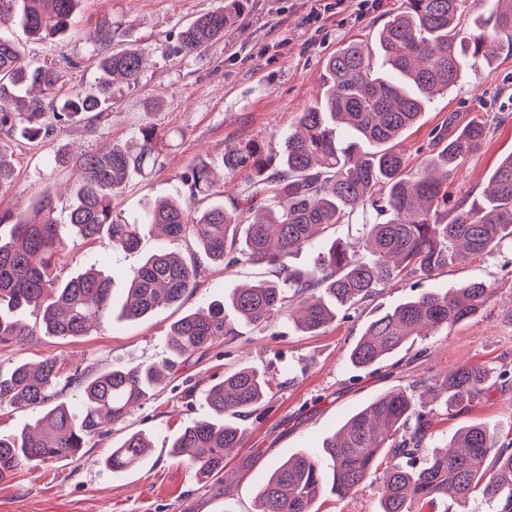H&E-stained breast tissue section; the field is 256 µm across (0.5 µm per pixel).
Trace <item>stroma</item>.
Here are the masks:
<instances>
[{"label":"stroma","instance_id":"obj_1","mask_svg":"<svg viewBox=\"0 0 512 512\" xmlns=\"http://www.w3.org/2000/svg\"><path fill=\"white\" fill-rule=\"evenodd\" d=\"M402 3L385 0L382 9L362 15L356 0H346L342 8L313 22L312 0H248L244 16L226 30L223 40L197 56L178 52L179 33L199 15L222 7L224 0H81L65 36L53 42L21 41L28 59L61 72V93L84 89L97 77V24L105 17L112 21L113 47L142 49L148 65L138 85L113 94L111 108L100 118L58 128L38 144L18 137L6 140L16 179L9 190L0 191V214L25 209L49 188L57 195L59 218H66L82 174L74 167H57L55 155L125 143L148 122L172 145L152 171L129 176L113 199L125 221H140L148 202L186 195L182 176L199 160L218 169L225 148L248 141L276 146L299 113L320 101L327 57L348 41L373 40ZM474 119L487 122L489 130L480 148L448 180L454 202L481 188L491 170L512 153L511 51L501 52L491 74L466 72L456 87L431 102L397 148L410 165H418L436 150L438 133H453ZM168 247L184 254L190 249L187 243L171 244L151 231L138 252L117 256L108 239L81 240L57 256V272L67 279L92 262L113 269L112 302L118 306L124 298L125 271ZM271 276L270 267L263 265L208 266L197 288L180 303L159 307L137 321L113 318L105 328L76 339L39 336L20 350L0 347V369L9 370L20 357L35 363L55 355L64 358L65 373L79 368L96 375L161 360L174 322L243 284ZM473 281L493 284L496 292L472 320L416 341L401 360L365 370L348 362V349L375 316L410 295ZM463 363L486 367L492 377L464 413L453 415L437 407L430 445L448 443L457 430L475 421L497 427L502 441H512L510 249L473 257L429 277L390 284L358 309L340 311L336 321L315 336L280 320L261 333L241 327L234 339L183 361L165 389L123 423L93 438L86 457L29 465L0 483V512H255L256 493L276 464L298 453H318L347 417L380 393L438 377ZM242 364L269 373L277 385L263 413L245 422L249 438L243 453L252 456L253 464L237 472L228 489L220 478L197 481L170 455L169 446L187 425L209 416L205 390ZM129 431L151 436L149 458L121 474L104 469L100 459ZM316 507L318 512H378L377 486L366 483L343 499L324 493Z\"/></svg>","mask_w":512,"mask_h":512}]
</instances>
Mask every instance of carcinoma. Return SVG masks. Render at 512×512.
Segmentation results:
<instances>
[{
  "instance_id": "obj_1",
  "label": "carcinoma",
  "mask_w": 512,
  "mask_h": 512,
  "mask_svg": "<svg viewBox=\"0 0 512 512\" xmlns=\"http://www.w3.org/2000/svg\"><path fill=\"white\" fill-rule=\"evenodd\" d=\"M80 0H0V134L47 138L56 127L98 116L120 86L138 83L146 57L133 46L115 48L98 60L97 80L88 88L59 95L58 70L27 59L14 27L39 39L62 36ZM483 12L461 22L465 0H404V7L376 33L374 42L350 41L325 63L319 104L299 114L276 152L247 143L224 154V171H251L255 193L244 206L214 203L202 210L197 199L215 194L211 165L201 162L185 175L188 194L149 205L144 220L128 224L115 213L113 197L134 171L154 168L160 138L145 125L134 142L105 145L57 160L82 172L69 206L68 225L80 239L107 237L114 253L138 248L143 228L156 226L173 241L194 244L185 257L161 250L126 274L120 315L137 320L163 304H175L196 288L208 263L266 264L279 279L236 289L182 317L167 334L168 356L88 376L61 378L64 360L49 356L37 366L22 359L0 371V405L40 413L18 435H0V482L21 467L50 459L76 458L104 422L117 425L131 409L154 396L178 361L238 335L240 324L263 331L275 318H290L299 331L317 334L340 310L354 309L383 288L417 275H431L474 256L512 245V154L489 176L480 195L448 205V173L478 150L487 124L472 121L414 170L396 149L434 95L455 86L466 69L489 72L499 52L512 47V0H481ZM246 7L202 14L179 35L178 51L202 55L224 39ZM14 164L0 148V190L14 181ZM55 194L46 189L28 209L0 215L11 225L0 236V346L22 348L36 336L76 338L112 322V277L91 264L61 280L52 259L66 242L58 234ZM376 213L357 238L335 241L316 252L310 267L290 266L293 254L309 247L316 229L343 224L358 212ZM495 289L484 282L408 297L373 318L347 352L358 369L373 367L409 348L416 338L436 336L475 318ZM24 308L39 314L32 324L18 317ZM488 371L462 364L441 379L388 390L350 416L325 443L320 456L296 454L279 464L260 487L256 512H313L326 491L339 498L357 492L379 475L380 512H413V505H466L480 495L493 512H512V447L497 429L481 422L464 427L444 449L424 453L431 437L430 395L449 412L461 413L478 397ZM77 384L83 403L76 413L61 400ZM272 379L242 366L205 392L211 415L177 435L172 454L197 479L224 473V461L244 447L247 429L239 421L265 405ZM148 439L125 435L104 459L114 473L146 460Z\"/></svg>"
}]
</instances>
